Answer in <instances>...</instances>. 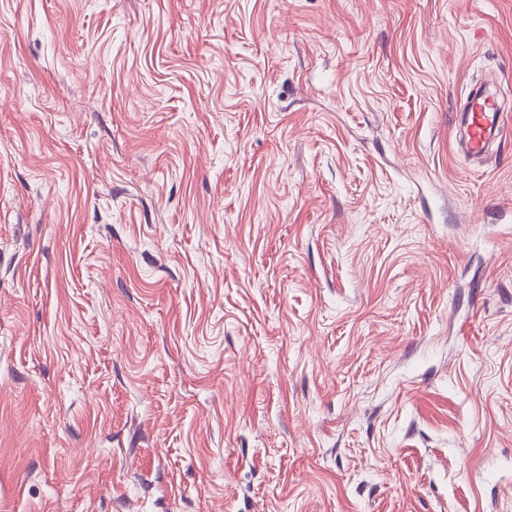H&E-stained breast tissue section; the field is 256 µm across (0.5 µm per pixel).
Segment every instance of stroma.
I'll return each instance as SVG.
<instances>
[{
	"mask_svg": "<svg viewBox=\"0 0 512 512\" xmlns=\"http://www.w3.org/2000/svg\"><path fill=\"white\" fill-rule=\"evenodd\" d=\"M0 512H512V0H0ZM461 124L465 130V149L469 155L481 154L488 139L504 126V112L494 97L470 93L461 113Z\"/></svg>",
	"mask_w": 512,
	"mask_h": 512,
	"instance_id": "35a3bbf8",
	"label": "stroma"
}]
</instances>
